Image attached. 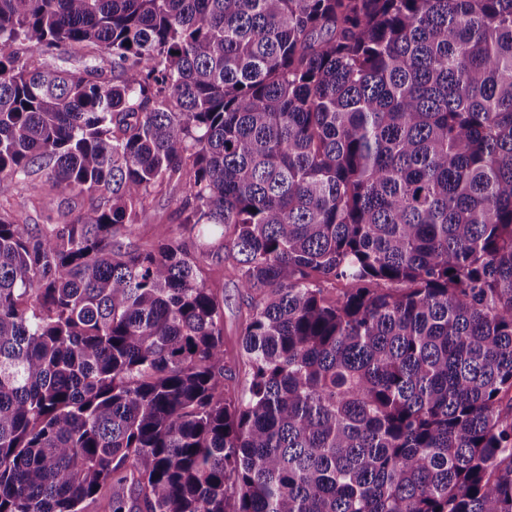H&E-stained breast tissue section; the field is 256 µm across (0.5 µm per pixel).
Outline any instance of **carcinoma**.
Segmentation results:
<instances>
[{"mask_svg":"<svg viewBox=\"0 0 512 512\" xmlns=\"http://www.w3.org/2000/svg\"><path fill=\"white\" fill-rule=\"evenodd\" d=\"M106 488L512 512V0H0V512ZM175 199L165 195L153 196L147 205V220L140 230L138 243L150 242L158 229V224H169L170 217L176 209ZM206 282L224 294V349L232 359L237 358L240 333L250 313L247 297L237 288L234 275L228 270L223 272L213 267Z\"/></svg>","mask_w":512,"mask_h":512,"instance_id":"1","label":"carcinoma"}]
</instances>
